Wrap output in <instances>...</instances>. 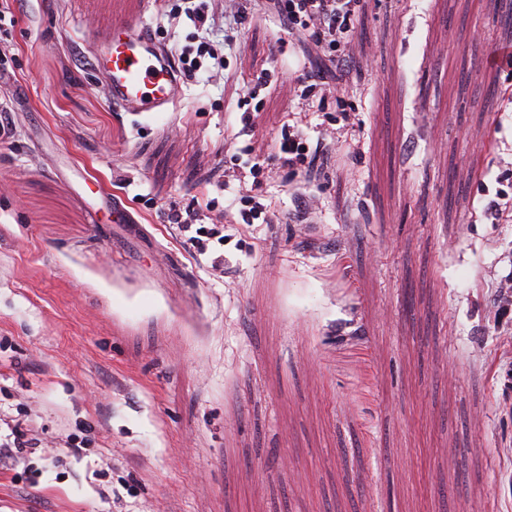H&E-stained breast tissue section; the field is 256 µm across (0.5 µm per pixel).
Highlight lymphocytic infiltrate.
Here are the masks:
<instances>
[{"instance_id":"obj_1","label":"lymphocytic infiltrate","mask_w":512,"mask_h":512,"mask_svg":"<svg viewBox=\"0 0 512 512\" xmlns=\"http://www.w3.org/2000/svg\"><path fill=\"white\" fill-rule=\"evenodd\" d=\"M367 0H265L268 11L274 13L281 27L296 36L298 49L314 56V69L302 77L303 96L320 94L334 98L343 122H350L351 109L345 93L354 77L366 70L354 56V25ZM334 144L309 147L294 130H285L276 145V157L281 168L299 171L305 179L319 178ZM8 432L0 437V456L21 461L42 445L32 425L11 419L0 410V425Z\"/></svg>"}]
</instances>
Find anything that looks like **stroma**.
I'll list each match as a JSON object with an SVG mask.
<instances>
[{
	"instance_id": "1",
	"label": "stroma",
	"mask_w": 512,
	"mask_h": 512,
	"mask_svg": "<svg viewBox=\"0 0 512 512\" xmlns=\"http://www.w3.org/2000/svg\"><path fill=\"white\" fill-rule=\"evenodd\" d=\"M184 2L16 0L0 410L83 451L1 458L0 512H512V223L484 215L512 195V76L477 64L507 5L370 0L355 125L307 184L274 146L335 137L337 112L301 97L292 37L261 0L203 29ZM142 20L214 45L238 87L269 71L252 128L209 59L177 109L115 111L87 49ZM248 145L267 224L232 221ZM192 208L203 254L170 222Z\"/></svg>"
}]
</instances>
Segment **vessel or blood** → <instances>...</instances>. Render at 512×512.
Segmentation results:
<instances>
[{
	"label": "vessel or blood",
	"instance_id": "b4317fda",
	"mask_svg": "<svg viewBox=\"0 0 512 512\" xmlns=\"http://www.w3.org/2000/svg\"><path fill=\"white\" fill-rule=\"evenodd\" d=\"M90 53L115 109L151 116L180 104L182 78L150 24L112 27Z\"/></svg>",
	"mask_w": 512,
	"mask_h": 512
}]
</instances>
